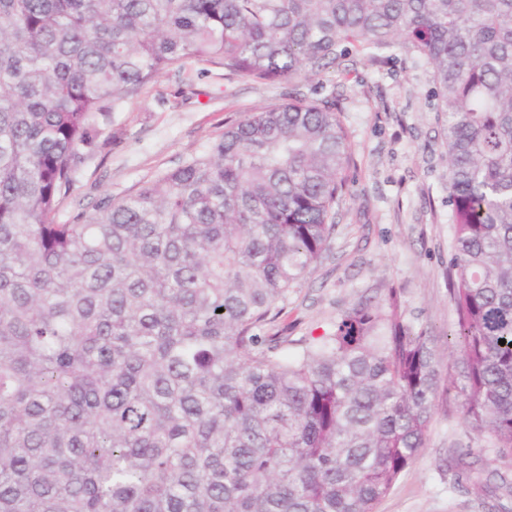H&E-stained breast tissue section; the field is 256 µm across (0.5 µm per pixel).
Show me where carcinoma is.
<instances>
[{
    "label": "carcinoma",
    "instance_id": "cac0c4a2",
    "mask_svg": "<svg viewBox=\"0 0 512 512\" xmlns=\"http://www.w3.org/2000/svg\"><path fill=\"white\" fill-rule=\"evenodd\" d=\"M395 47L441 101L448 380L393 289L291 353L271 332L347 189L329 96L58 223L99 118L163 73L310 81ZM451 391L448 468L485 442L473 494L512 512V0H0V512H375Z\"/></svg>",
    "mask_w": 512,
    "mask_h": 512
}]
</instances>
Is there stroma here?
I'll use <instances>...</instances> for the list:
<instances>
[{
	"instance_id": "stroma-1",
	"label": "stroma",
	"mask_w": 512,
	"mask_h": 512,
	"mask_svg": "<svg viewBox=\"0 0 512 512\" xmlns=\"http://www.w3.org/2000/svg\"><path fill=\"white\" fill-rule=\"evenodd\" d=\"M298 92L334 97L353 162L331 246L290 290L276 331L292 344L324 335L350 304L395 288L432 336L441 375H452L458 350L448 339V163L430 70L407 49L375 62L354 56L301 83L244 81L202 61L168 71L103 124L59 221L92 212L103 195H135L247 112L288 103ZM464 438L459 400L441 395L425 448L377 512H483L469 474L448 469L450 451Z\"/></svg>"
}]
</instances>
